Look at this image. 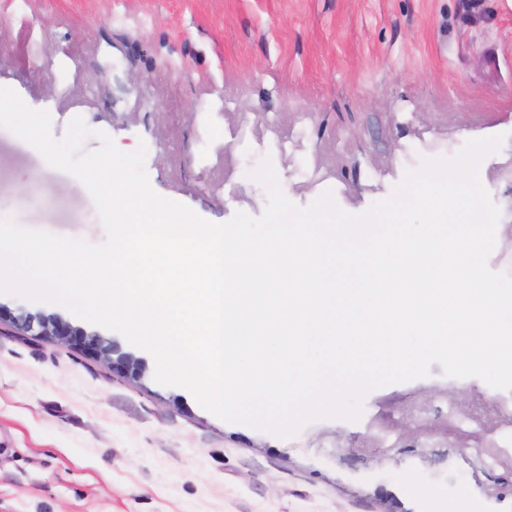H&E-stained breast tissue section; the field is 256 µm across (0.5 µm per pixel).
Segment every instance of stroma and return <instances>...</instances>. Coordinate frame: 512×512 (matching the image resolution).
Instances as JSON below:
<instances>
[{"label": "stroma", "instance_id": "obj_1", "mask_svg": "<svg viewBox=\"0 0 512 512\" xmlns=\"http://www.w3.org/2000/svg\"><path fill=\"white\" fill-rule=\"evenodd\" d=\"M0 86L146 147L152 189L211 224L258 217L271 158L305 207L361 213L422 159L504 135L481 183L501 211L492 270H512V6L507 0H0ZM25 191H17V180ZM0 217L102 243L85 185L0 127ZM139 374L0 320V512H512V461L460 453L452 402L486 424L498 389L429 377L368 393L359 420L283 439L203 408L120 333ZM391 428L384 444L374 433Z\"/></svg>", "mask_w": 512, "mask_h": 512}]
</instances>
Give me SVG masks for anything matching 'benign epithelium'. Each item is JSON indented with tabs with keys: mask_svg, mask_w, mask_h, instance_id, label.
<instances>
[{
	"mask_svg": "<svg viewBox=\"0 0 512 512\" xmlns=\"http://www.w3.org/2000/svg\"><path fill=\"white\" fill-rule=\"evenodd\" d=\"M13 320L25 333L34 332L38 336H49L73 344L91 356L134 374L140 370L139 362L130 355L113 357V346L99 334L74 328L59 317L46 316L42 313H22L13 317Z\"/></svg>",
	"mask_w": 512,
	"mask_h": 512,
	"instance_id": "7a95c632",
	"label": "benign epithelium"
}]
</instances>
